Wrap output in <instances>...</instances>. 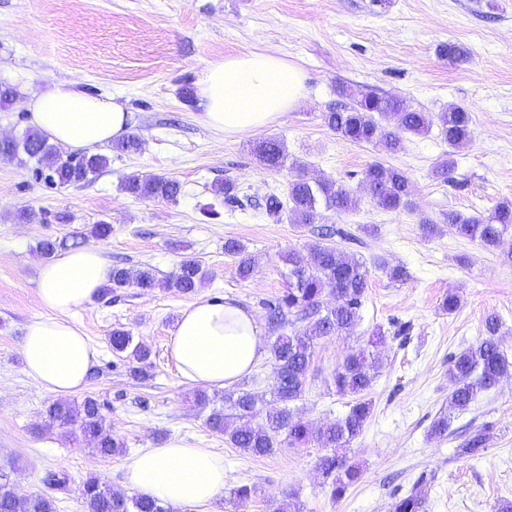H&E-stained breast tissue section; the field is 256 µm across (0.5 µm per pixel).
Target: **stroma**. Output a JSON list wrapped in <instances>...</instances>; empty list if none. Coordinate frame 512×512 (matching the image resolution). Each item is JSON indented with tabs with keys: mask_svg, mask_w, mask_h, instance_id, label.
Returning a JSON list of instances; mask_svg holds the SVG:
<instances>
[{
	"mask_svg": "<svg viewBox=\"0 0 512 512\" xmlns=\"http://www.w3.org/2000/svg\"><path fill=\"white\" fill-rule=\"evenodd\" d=\"M448 42L467 48V59L442 57L439 48ZM264 51L302 69L300 105L270 126L235 137L203 124L195 92L206 65ZM62 80L118 97L134 114L142 146L113 155L96 179L65 188L34 180V161L0 159V462H15L17 491H45V475L64 472L69 485L55 494L57 512H83L86 479L125 490L128 458L178 437L223 453L227 488L257 489L245 502L222 498L211 512H276L287 495L297 512H390L424 471L434 475L421 489L424 512H497L512 501V376L453 415L447 436L430 434L434 420L448 412V358L484 336L488 314L500 316L512 356V264L505 260L512 235L487 248L453 235L445 220L451 211L484 217L496 204L512 202V0H0V82L20 94L0 110V135L22 138L30 128L23 96ZM341 84L394 95L433 114L458 105L470 112L474 134L454 151L436 126L405 136L395 153L345 140L324 122L341 100ZM268 136L284 141L296 169L259 165L253 147ZM448 155L454 172L444 181L433 168ZM376 162L408 177L412 206L385 211L363 197L355 210L325 217V224L352 233L340 247L365 263L368 288L360 324L316 344L304 392L292 404L317 427L344 418L354 399L337 393L333 373L373 331H384L368 392L371 415L350 445L361 477L337 500L316 468L323 453L317 444L254 457L211 432L208 412L194 406L195 388L180 377L166 342L198 296L234 299L266 321V301L288 286L282 255L307 251L317 235L267 216L265 196L286 194L299 173L354 190ZM133 174L172 177L183 193L174 203L133 197L122 189ZM224 179L236 181L244 206L206 216L201 206L212 199L210 187ZM24 209L50 219L20 220ZM425 219L438 226L433 236L423 231ZM102 220L112 233L98 242L89 230ZM62 238L101 246L115 265L152 267L161 279L187 256L207 273L193 296L131 288L77 314L99 351L85 392L101 403L125 444L122 454L108 458L50 426L46 409L53 398L25 374L20 354L26 325L44 313L35 285L39 245ZM230 239L253 256L251 278L237 276L234 257L224 251ZM394 266L407 271L406 280L390 278ZM450 292L460 304L447 313L441 303ZM402 324L407 332L400 335ZM117 327L150 347L148 377H134L113 355L109 336ZM486 423L492 437L483 454L458 456L465 429Z\"/></svg>",
	"mask_w": 512,
	"mask_h": 512,
	"instance_id": "35a3bbf8",
	"label": "stroma"
}]
</instances>
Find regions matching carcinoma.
<instances>
[{
	"mask_svg": "<svg viewBox=\"0 0 512 512\" xmlns=\"http://www.w3.org/2000/svg\"><path fill=\"white\" fill-rule=\"evenodd\" d=\"M339 94L350 103L325 113L324 120L340 137L354 143L376 141L394 152L400 148L403 134H426L435 120L441 135L453 149L466 145L472 138L471 114L459 107L451 106L434 119L426 112L407 108L397 98L383 97L373 91L343 86ZM255 152L259 163L268 169L282 168L288 159L286 146L274 138L262 141ZM22 154L36 159L35 179L59 187L83 183L102 173L111 162V157L102 153L65 155L37 130L28 131L20 141L0 140V159L12 160ZM361 188L377 207L386 211L406 209L411 203L409 179L400 170L381 163L366 168ZM124 190L136 198L167 202L177 201L183 193L178 180L163 175H132L125 180ZM211 192L227 209L243 206L238 186L232 180L214 183ZM357 202L358 197L352 190L333 181H310L299 176L288 183L286 197L271 193L265 198V211L278 221L316 224L324 218V213L351 211ZM448 228L458 236L477 240L486 247H496L504 235L512 231V202L497 204L485 217L464 218L450 212ZM224 252L237 258L236 272L240 278L252 275L253 259L243 245L229 239L224 243ZM282 260L288 265V289L268 304L269 320L279 331L270 344L273 394L282 406L263 413L258 408L262 399L242 389L224 396V406L212 409L207 425L233 447L255 457L270 455L284 444L317 443L326 450L319 456L317 468L330 487L332 497L340 498L361 476L357 464L347 457V447L361 435L371 413L372 402L366 399V394L372 387L379 359L370 348L384 341L383 333H375L376 339L349 353L336 368L333 376L336 392L357 397L344 418L315 429L298 418L289 404L304 392L317 341L348 333L360 321L368 271L358 259L331 244H314L305 254L290 250ZM204 276L199 263L193 259L181 261L177 271L164 280L158 278L151 267L133 269L117 265L112 267V278L103 288V294L127 288L142 292L163 288L192 294L201 286ZM327 286L331 287L335 298L331 306L322 301ZM298 321L305 325L295 328ZM500 330L499 319L488 316L486 336L449 357V410H467L479 393L495 387L502 378L512 374V358L503 348ZM110 345L112 353L127 361L130 373L136 377L148 376L151 351L146 345L134 342L130 331L113 329ZM47 413L62 430V436L69 439L81 435L95 454L108 458L123 452L124 442L112 432L97 399L87 396L80 402L56 401L48 407ZM490 433V426L480 427L460 444L458 452L467 457L481 455ZM81 500L84 512H170L158 501L128 497L92 477L83 483ZM422 508V499L415 490L392 504V512H422ZM0 512H56V500L47 494L18 493L11 473L1 466Z\"/></svg>",
	"mask_w": 512,
	"mask_h": 512,
	"instance_id": "cac0c4a2",
	"label": "carcinoma"
}]
</instances>
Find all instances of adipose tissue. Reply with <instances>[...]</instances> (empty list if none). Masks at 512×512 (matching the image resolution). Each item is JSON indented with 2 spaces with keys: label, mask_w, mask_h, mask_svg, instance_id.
I'll use <instances>...</instances> for the list:
<instances>
[{
  "label": "adipose tissue",
  "mask_w": 512,
  "mask_h": 512,
  "mask_svg": "<svg viewBox=\"0 0 512 512\" xmlns=\"http://www.w3.org/2000/svg\"><path fill=\"white\" fill-rule=\"evenodd\" d=\"M302 71L279 55L250 52L209 63L196 95L201 121L226 136L270 125L304 94ZM29 123L68 151H92L129 133L132 114L116 97L94 96L78 82L31 91ZM112 276L104 251L62 252L39 265L36 292L45 316L25 328V373L45 392L68 397L82 391L98 353L75 320ZM167 351L184 381L229 388L265 354L263 329L251 313L220 298H199L171 330ZM125 483L140 496L172 507L206 506L224 496V457L178 438L141 450L125 466Z\"/></svg>",
  "instance_id": "1"
}]
</instances>
